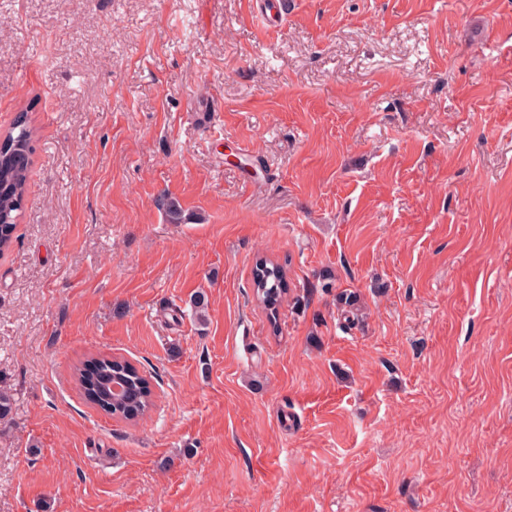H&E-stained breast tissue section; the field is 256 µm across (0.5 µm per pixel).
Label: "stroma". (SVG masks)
Segmentation results:
<instances>
[{"instance_id":"stroma-1","label":"stroma","mask_w":512,"mask_h":512,"mask_svg":"<svg viewBox=\"0 0 512 512\" xmlns=\"http://www.w3.org/2000/svg\"><path fill=\"white\" fill-rule=\"evenodd\" d=\"M259 2L0 0V512H512V0ZM0 141V255L14 241L17 221L24 209L32 154V131L21 114ZM251 286L258 303L276 321L278 307L290 291L285 267L267 257L258 258L252 269ZM336 308L341 315L352 324H359L364 318V307L360 301V295L355 291L342 290L336 293ZM84 399L106 415L125 421L143 417L153 404L150 376L127 359L91 357L75 367ZM122 387L114 393L113 384Z\"/></svg>"}]
</instances>
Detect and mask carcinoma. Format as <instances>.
<instances>
[{"label": "carcinoma", "mask_w": 512, "mask_h": 512, "mask_svg": "<svg viewBox=\"0 0 512 512\" xmlns=\"http://www.w3.org/2000/svg\"><path fill=\"white\" fill-rule=\"evenodd\" d=\"M31 154L32 131L22 114L0 142V255L11 248L24 209ZM251 286L258 303L272 316L290 291L285 267L267 257L255 261ZM336 308L348 322L363 321L364 307L355 291L337 292ZM75 379L89 404L116 419L135 421L153 404L150 377L127 359L91 357L75 367ZM13 404L12 393L1 387L0 425L10 420Z\"/></svg>", "instance_id": "cac0c4a2"}]
</instances>
